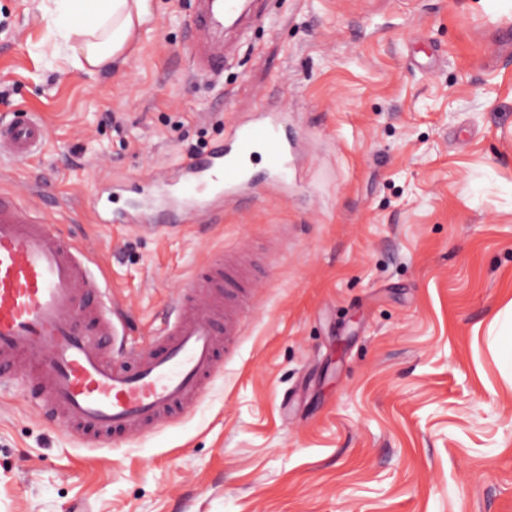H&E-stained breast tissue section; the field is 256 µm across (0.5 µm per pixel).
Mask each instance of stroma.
Instances as JSON below:
<instances>
[{
  "instance_id": "35a3bbf8",
  "label": "stroma",
  "mask_w": 512,
  "mask_h": 512,
  "mask_svg": "<svg viewBox=\"0 0 512 512\" xmlns=\"http://www.w3.org/2000/svg\"><path fill=\"white\" fill-rule=\"evenodd\" d=\"M40 3L0 0V116L48 128L0 190L91 251L133 346L219 253L252 254L253 308L196 408L111 448L0 383V512H512V0H266L217 78L189 67L197 0H153L94 75ZM266 101L287 194L98 222Z\"/></svg>"
}]
</instances>
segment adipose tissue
<instances>
[{
  "label": "adipose tissue",
  "mask_w": 512,
  "mask_h": 512,
  "mask_svg": "<svg viewBox=\"0 0 512 512\" xmlns=\"http://www.w3.org/2000/svg\"><path fill=\"white\" fill-rule=\"evenodd\" d=\"M152 14V0H52L42 18L70 66L91 74L125 61L135 31Z\"/></svg>",
  "instance_id": "obj_1"
}]
</instances>
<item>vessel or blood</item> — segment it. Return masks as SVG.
Returning <instances> with one entry per match:
<instances>
[{
	"instance_id": "obj_1",
	"label": "vessel or blood",
	"mask_w": 512,
	"mask_h": 512,
	"mask_svg": "<svg viewBox=\"0 0 512 512\" xmlns=\"http://www.w3.org/2000/svg\"><path fill=\"white\" fill-rule=\"evenodd\" d=\"M243 0H200L193 20V69L222 73L224 49L213 32L239 27ZM284 117L260 104L222 143L187 157L165 189L143 206L116 216L131 229L161 208L171 223L213 215L254 188L250 161L269 157V184L297 167L300 148L283 136ZM48 133L34 113L0 119V155L29 158ZM242 258L212 259L175 298V317L147 345L119 353L122 309L106 298L91 253L44 223L35 211L0 191V380L27 389L33 407L80 437L133 439L166 426L174 410L200 403L224 353L235 346L251 283ZM89 316L90 326L78 324Z\"/></svg>"
}]
</instances>
